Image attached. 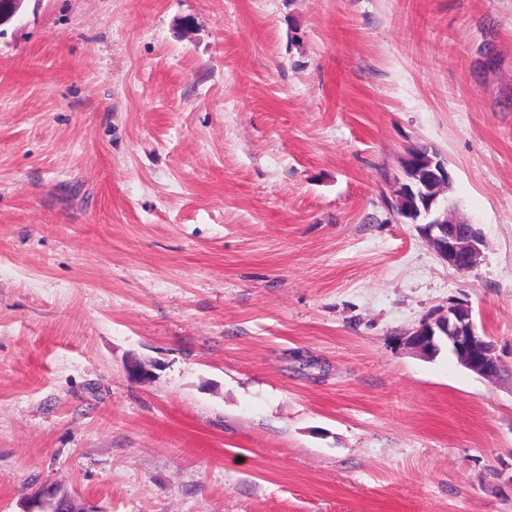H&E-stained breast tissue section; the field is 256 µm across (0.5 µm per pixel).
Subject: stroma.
<instances>
[{
	"label": "stroma",
	"mask_w": 512,
	"mask_h": 512,
	"mask_svg": "<svg viewBox=\"0 0 512 512\" xmlns=\"http://www.w3.org/2000/svg\"><path fill=\"white\" fill-rule=\"evenodd\" d=\"M417 147L485 237L470 272L385 205ZM454 301L498 379L404 345ZM41 489L512 512V0H24L0 28V512Z\"/></svg>",
	"instance_id": "35a3bbf8"
}]
</instances>
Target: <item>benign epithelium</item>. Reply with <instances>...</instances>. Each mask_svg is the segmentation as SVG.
I'll return each instance as SVG.
<instances>
[{"label": "benign epithelium", "instance_id": "7a95c632", "mask_svg": "<svg viewBox=\"0 0 512 512\" xmlns=\"http://www.w3.org/2000/svg\"><path fill=\"white\" fill-rule=\"evenodd\" d=\"M401 167L416 172V179L398 181L391 201L399 207L397 219L415 226L419 236L440 259L460 272L472 270L485 247L482 231L453 215V204L443 207L440 196L452 187L447 166L429 156L406 155ZM446 340L449 352L470 372L488 380L500 375L501 364L494 341L478 331L471 307L452 302L422 319L405 337V345L428 356ZM43 512H91L78 509L75 500L57 498L42 504Z\"/></svg>", "mask_w": 512, "mask_h": 512}]
</instances>
